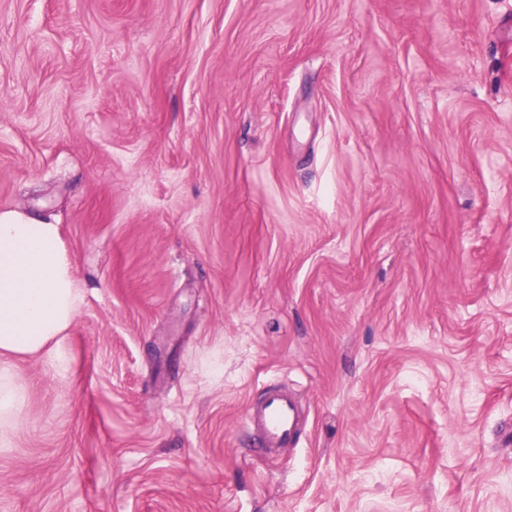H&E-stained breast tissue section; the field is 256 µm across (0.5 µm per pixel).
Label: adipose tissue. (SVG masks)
<instances>
[{
	"label": "adipose tissue",
	"instance_id": "1",
	"mask_svg": "<svg viewBox=\"0 0 512 512\" xmlns=\"http://www.w3.org/2000/svg\"><path fill=\"white\" fill-rule=\"evenodd\" d=\"M81 292L58 225L27 214L0 212V447L13 443L27 388L14 359H48L59 372L69 360L61 349L75 321Z\"/></svg>",
	"mask_w": 512,
	"mask_h": 512
}]
</instances>
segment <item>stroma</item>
<instances>
[{
    "label": "stroma",
    "mask_w": 512,
    "mask_h": 512,
    "mask_svg": "<svg viewBox=\"0 0 512 512\" xmlns=\"http://www.w3.org/2000/svg\"><path fill=\"white\" fill-rule=\"evenodd\" d=\"M3 211L82 302L0 512H512V0H0ZM245 422L259 438L268 455L294 446L299 436L300 416L294 401L285 391H274L247 407Z\"/></svg>",
    "instance_id": "stroma-1"
}]
</instances>
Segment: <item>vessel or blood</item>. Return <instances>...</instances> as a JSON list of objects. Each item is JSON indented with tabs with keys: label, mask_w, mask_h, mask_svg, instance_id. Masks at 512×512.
Segmentation results:
<instances>
[{
	"label": "vessel or blood",
	"mask_w": 512,
	"mask_h": 512,
	"mask_svg": "<svg viewBox=\"0 0 512 512\" xmlns=\"http://www.w3.org/2000/svg\"><path fill=\"white\" fill-rule=\"evenodd\" d=\"M248 428L259 438L266 454L295 445L299 436L300 416L287 392L274 391L248 406L245 414Z\"/></svg>",
	"instance_id": "obj_1"
}]
</instances>
